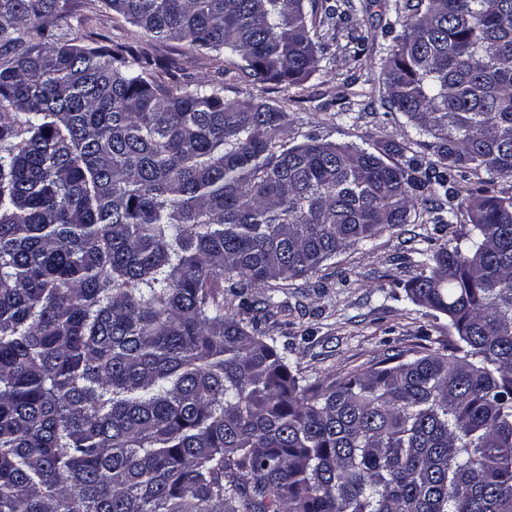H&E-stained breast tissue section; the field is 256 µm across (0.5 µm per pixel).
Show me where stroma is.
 <instances>
[{
  "mask_svg": "<svg viewBox=\"0 0 512 512\" xmlns=\"http://www.w3.org/2000/svg\"><path fill=\"white\" fill-rule=\"evenodd\" d=\"M68 7L73 16L87 19L86 26L70 31L76 42H84L91 31L102 45L143 41L136 27L115 14L96 11L90 0H69ZM348 13L350 19L337 29L320 70L288 89L273 83L251 89L241 80H225L223 58L192 52L178 41L154 43L152 51L192 79L225 80L226 98L248 90L257 99L283 105L296 131L371 150L391 142L414 143L415 133L405 117L387 111L381 101L382 61L390 43L382 29L396 21L395 12L353 0ZM360 35L368 38L362 47L356 42ZM358 49L364 55L357 63L352 56ZM434 236L430 220L416 218L373 243L336 256L322 275L279 289L275 301L293 311L263 322L264 336L288 345L290 362L310 383L371 367L397 353L409 358L417 350L443 347L452 334L447 317H434L406 294L415 269L404 259L430 248Z\"/></svg>",
  "mask_w": 512,
  "mask_h": 512,
  "instance_id": "obj_1",
  "label": "stroma"
}]
</instances>
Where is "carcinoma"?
<instances>
[{"label":"carcinoma","mask_w":512,"mask_h":512,"mask_svg":"<svg viewBox=\"0 0 512 512\" xmlns=\"http://www.w3.org/2000/svg\"><path fill=\"white\" fill-rule=\"evenodd\" d=\"M341 1L97 3L288 87ZM395 2L383 102L426 167L0 0V512H512V0ZM420 215L407 296L461 344L302 384L273 292Z\"/></svg>","instance_id":"cac0c4a2"}]
</instances>
